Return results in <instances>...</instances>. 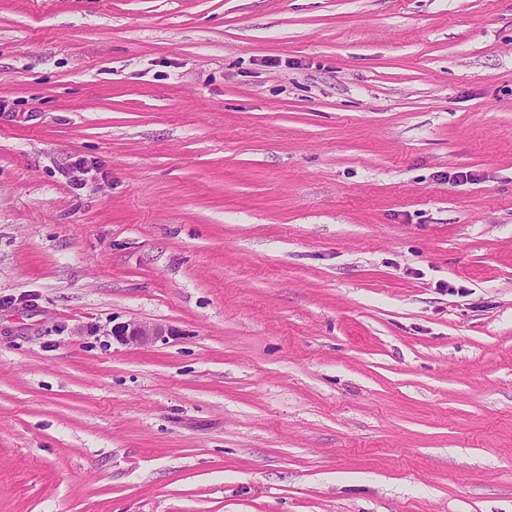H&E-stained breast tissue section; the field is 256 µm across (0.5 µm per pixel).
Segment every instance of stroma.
<instances>
[{
	"mask_svg": "<svg viewBox=\"0 0 512 512\" xmlns=\"http://www.w3.org/2000/svg\"><path fill=\"white\" fill-rule=\"evenodd\" d=\"M0 512H512V0H0ZM110 334L122 344L146 346L164 338L166 334H169V330L159 324H147L132 320L112 326Z\"/></svg>",
	"mask_w": 512,
	"mask_h": 512,
	"instance_id": "stroma-1",
	"label": "stroma"
}]
</instances>
